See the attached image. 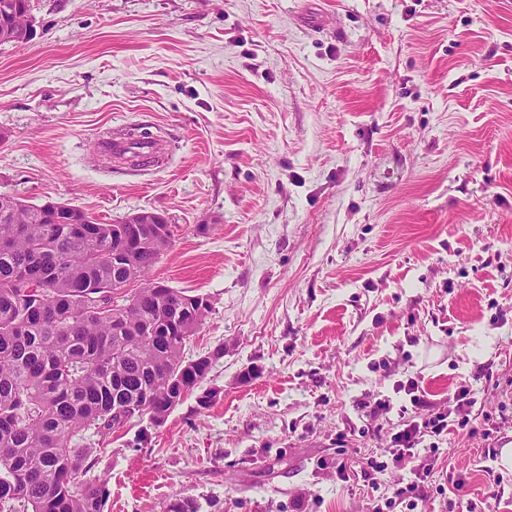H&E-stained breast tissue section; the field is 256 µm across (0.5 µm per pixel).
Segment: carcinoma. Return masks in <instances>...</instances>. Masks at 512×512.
Returning <instances> with one entry per match:
<instances>
[{
    "mask_svg": "<svg viewBox=\"0 0 512 512\" xmlns=\"http://www.w3.org/2000/svg\"><path fill=\"white\" fill-rule=\"evenodd\" d=\"M31 0H0V28ZM81 224H48L25 202L0 214V509L104 512L107 478L74 486L93 464L80 443L134 418L159 425L208 376L224 348L195 359L185 346L211 312L182 313L188 297L149 279L173 236L143 232L139 251L117 266L112 225L80 210ZM131 284L120 306L112 281ZM150 324L152 336H121Z\"/></svg>",
    "mask_w": 512,
    "mask_h": 512,
    "instance_id": "cac0c4a2",
    "label": "carcinoma"
}]
</instances>
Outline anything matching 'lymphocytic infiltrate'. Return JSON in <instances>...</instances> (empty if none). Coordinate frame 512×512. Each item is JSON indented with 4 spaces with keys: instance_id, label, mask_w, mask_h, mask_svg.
I'll list each match as a JSON object with an SVG mask.
<instances>
[{
    "instance_id": "lymphocytic-infiltrate-1",
    "label": "lymphocytic infiltrate",
    "mask_w": 512,
    "mask_h": 512,
    "mask_svg": "<svg viewBox=\"0 0 512 512\" xmlns=\"http://www.w3.org/2000/svg\"><path fill=\"white\" fill-rule=\"evenodd\" d=\"M399 388L409 396L411 408L401 411L388 446L366 457L360 470L365 487L372 491L370 512H416L433 491L439 443L447 439L449 431L460 428L468 435L487 438L498 429L494 421L480 431L471 427L477 400L470 386L460 388L449 410L433 406L417 379H407ZM396 469L401 472L399 479L383 486L384 477Z\"/></svg>"
}]
</instances>
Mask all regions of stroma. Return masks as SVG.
I'll use <instances>...</instances> for the list:
<instances>
[{
  "label": "stroma",
  "mask_w": 512,
  "mask_h": 512,
  "mask_svg": "<svg viewBox=\"0 0 512 512\" xmlns=\"http://www.w3.org/2000/svg\"><path fill=\"white\" fill-rule=\"evenodd\" d=\"M0 44V193L175 226L150 276L208 296L223 348L160 425L87 433L105 512H369L336 476L386 447L415 378L478 370L492 441L451 432L440 483L512 512V0H32ZM161 138L136 166L103 132ZM497 455L486 458L488 448Z\"/></svg>",
  "instance_id": "stroma-1"
}]
</instances>
